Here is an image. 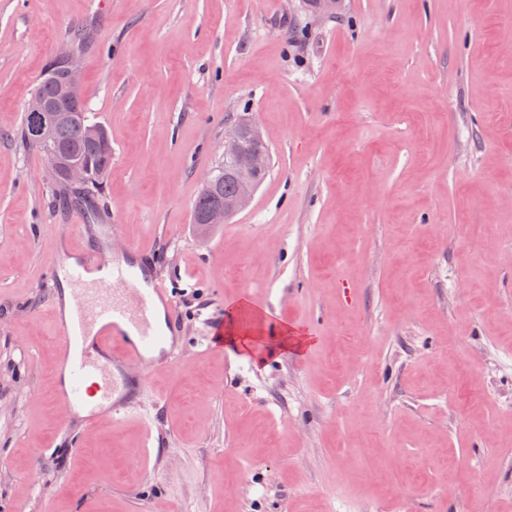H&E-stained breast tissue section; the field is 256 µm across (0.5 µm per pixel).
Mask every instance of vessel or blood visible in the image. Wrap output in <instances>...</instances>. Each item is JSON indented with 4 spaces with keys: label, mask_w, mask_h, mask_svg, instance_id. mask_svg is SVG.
I'll return each instance as SVG.
<instances>
[{
    "label": "vessel or blood",
    "mask_w": 512,
    "mask_h": 512,
    "mask_svg": "<svg viewBox=\"0 0 512 512\" xmlns=\"http://www.w3.org/2000/svg\"><path fill=\"white\" fill-rule=\"evenodd\" d=\"M116 224L88 228L91 250H62L51 273L70 290V311L55 315L59 336L55 399L89 422L130 417L147 380L134 365L162 361L175 346L178 310L161 275L113 252Z\"/></svg>",
    "instance_id": "obj_1"
}]
</instances>
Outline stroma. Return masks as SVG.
<instances>
[{
  "mask_svg": "<svg viewBox=\"0 0 512 512\" xmlns=\"http://www.w3.org/2000/svg\"><path fill=\"white\" fill-rule=\"evenodd\" d=\"M81 28L98 221L183 330L90 428L53 399L48 286L81 214L17 138ZM243 112L270 172L193 224ZM241 297L253 353L212 344ZM0 512H512V0H0Z\"/></svg>",
  "mask_w": 512,
  "mask_h": 512,
  "instance_id": "1",
  "label": "stroma"
}]
</instances>
